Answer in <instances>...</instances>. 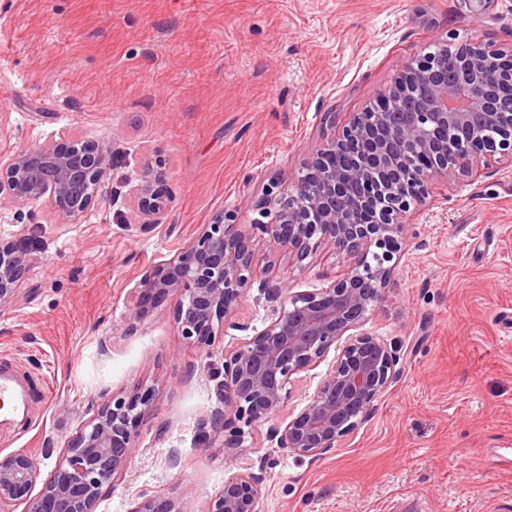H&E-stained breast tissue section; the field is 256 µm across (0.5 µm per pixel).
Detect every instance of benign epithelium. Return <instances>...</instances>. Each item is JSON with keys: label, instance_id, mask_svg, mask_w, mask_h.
<instances>
[{"label": "benign epithelium", "instance_id": "benign-epithelium-1", "mask_svg": "<svg viewBox=\"0 0 512 512\" xmlns=\"http://www.w3.org/2000/svg\"><path fill=\"white\" fill-rule=\"evenodd\" d=\"M460 77L430 58L404 62L392 85L362 112L331 120L316 157L298 174L283 172L259 202L269 221L258 229L269 246L303 262L319 247L343 254V273L329 285L295 291L279 282L265 287L268 325L224 360L220 406L200 430L201 446L223 437L224 452L245 454V429L265 426L266 439L288 455L317 458L336 448L371 416L375 403L399 377L400 348L365 331L368 314L384 299L411 228L410 208L458 176L470 177L482 156L512 167V95L495 87L475 90L473 79L512 81V47L493 51L469 42L458 62ZM471 141L448 145V129ZM500 138L487 143L484 129ZM112 166L105 140L73 138L21 148L0 159V206L22 208L46 200L52 212L78 222L101 195ZM285 185L287 190L279 187ZM146 229L170 210L172 194L145 165L128 189ZM24 239L0 240V310L14 304L28 272ZM252 240L219 214L178 255L148 268L137 288L138 314L180 296L173 320L183 341L205 349L224 335V323L244 297L253 274ZM339 350L313 395L288 421H278L291 398L292 376ZM154 390L114 394L72 437L51 477L27 501V512H96L102 488L135 452ZM38 478L34 459L0 455V512L16 505ZM266 476L249 468L224 479L204 510L188 499L143 494L132 512H257Z\"/></svg>", "mask_w": 512, "mask_h": 512}]
</instances>
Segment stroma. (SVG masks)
<instances>
[{"mask_svg":"<svg viewBox=\"0 0 512 512\" xmlns=\"http://www.w3.org/2000/svg\"><path fill=\"white\" fill-rule=\"evenodd\" d=\"M512 45V0L473 17L462 0H0V155L71 137L108 141L109 193L78 223L44 201L0 208V239L33 243L19 300L0 311V362L29 387L0 454L23 451L47 480L70 439L115 393L153 387L137 449L98 512L140 494L204 506L238 461L198 430L218 405L224 358L268 323L262 285L331 281L323 246L300 263L267 245L258 203L278 172L318 150L328 116L373 104L430 44ZM173 197L138 231L126 191L145 162ZM254 241V273L213 347L185 344L135 288L218 212ZM367 331L402 348L401 376L335 450L300 459L246 433L266 474L258 512H512V170L484 162L417 212ZM177 450L180 463L168 467Z\"/></svg>","mask_w":512,"mask_h":512,"instance_id":"1","label":"stroma"}]
</instances>
